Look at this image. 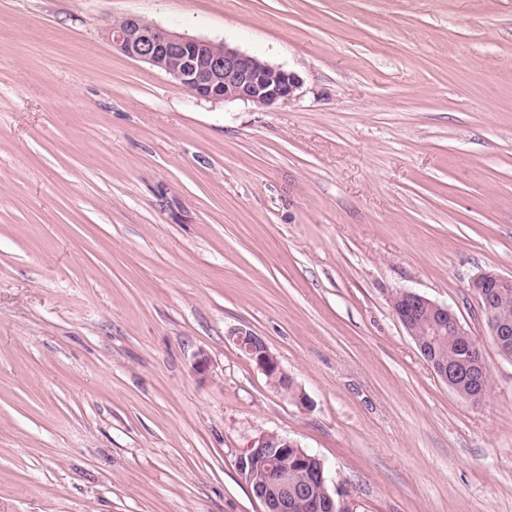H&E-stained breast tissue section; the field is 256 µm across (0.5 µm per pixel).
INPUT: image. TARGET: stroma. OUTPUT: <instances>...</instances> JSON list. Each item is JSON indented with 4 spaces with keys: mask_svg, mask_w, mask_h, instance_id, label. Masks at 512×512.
<instances>
[{
    "mask_svg": "<svg viewBox=\"0 0 512 512\" xmlns=\"http://www.w3.org/2000/svg\"><path fill=\"white\" fill-rule=\"evenodd\" d=\"M127 15L297 96L197 98L112 46ZM488 270L512 276V0H0V512H262L238 461L267 432L347 512H512ZM400 289L472 332L482 403ZM392 307L410 336H417L416 329L422 320V314L429 315L434 324H441L450 318L455 324V336H453L454 324L450 319H448V325L441 327L438 331L428 324V319H424L419 325V331L430 336L418 337L435 353L437 358L462 368V377L457 367L445 363H435L427 357L426 352L420 346H417L420 353L446 384L451 386L458 381L457 387L453 391L460 397L469 399L479 393L489 391L490 375L487 365L484 359L482 363L468 353L466 336L473 335L460 324L450 306L434 302L416 292L401 289L395 293ZM229 338L257 364L258 368L268 379L276 377L281 380L279 389L287 393L292 390L291 387L293 386L294 379L281 368L278 360L270 354L264 340L260 336H256L243 329H234L230 332ZM289 377L290 384L288 383Z\"/></svg>",
    "mask_w": 512,
    "mask_h": 512,
    "instance_id": "1",
    "label": "stroma"
}]
</instances>
